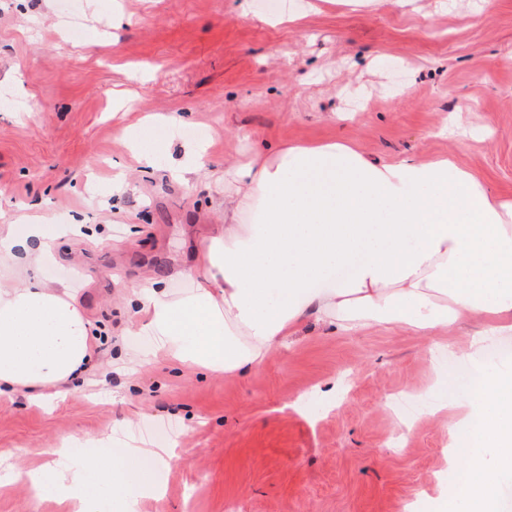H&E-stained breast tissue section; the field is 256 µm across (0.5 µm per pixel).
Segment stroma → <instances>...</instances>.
<instances>
[{"mask_svg": "<svg viewBox=\"0 0 512 512\" xmlns=\"http://www.w3.org/2000/svg\"><path fill=\"white\" fill-rule=\"evenodd\" d=\"M58 3L0 0V224L46 217L57 251L42 278L74 288L107 334L87 383L39 402L0 394V469L111 431L109 458L166 426L176 457L139 512H404L418 499L435 512L454 484L446 426L423 415L398 437L390 398L458 396L449 365L497 368L512 335L466 358L467 327L428 353L405 331L345 336L311 317L244 377L142 367L117 344L146 276L191 288L238 163L336 140L370 161L453 157L512 199V0H80L77 40ZM199 144L206 169L187 189L171 172ZM345 367L355 380L335 407L293 409L310 390L327 405ZM0 512L68 509L16 482L0 487Z\"/></svg>", "mask_w": 512, "mask_h": 512, "instance_id": "35a3bbf8", "label": "stroma"}]
</instances>
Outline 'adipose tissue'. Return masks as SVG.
I'll return each mask as SVG.
<instances>
[{
    "label": "adipose tissue",
    "mask_w": 512,
    "mask_h": 512,
    "mask_svg": "<svg viewBox=\"0 0 512 512\" xmlns=\"http://www.w3.org/2000/svg\"><path fill=\"white\" fill-rule=\"evenodd\" d=\"M224 220L177 295L149 277L130 297L143 322L129 339L209 371L245 376L287 344L308 317L346 334L402 329L439 345L470 319L469 342L512 334V200L491 194L453 159L374 163L343 142L292 145L234 169ZM252 223L238 221L242 201ZM56 243L43 224H1L0 388L31 399L86 381L101 336L69 288L39 275ZM449 418L447 463L463 478L438 495V512H494L512 477V371L485 372L468 394L437 404ZM468 456H461V449ZM51 463L28 471L38 495L74 512H137L163 491L169 446L121 449L118 458Z\"/></svg>",
    "instance_id": "adipose-tissue-1"
}]
</instances>
